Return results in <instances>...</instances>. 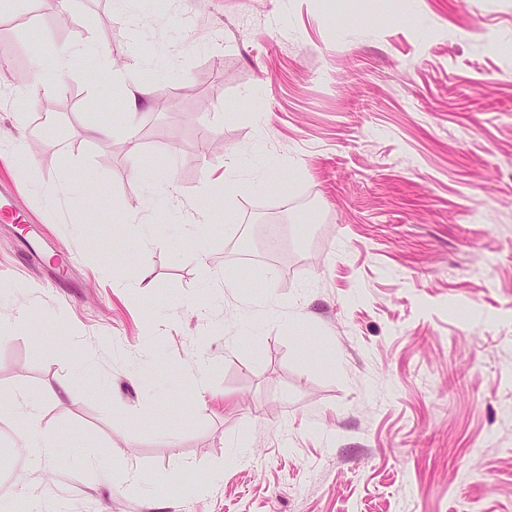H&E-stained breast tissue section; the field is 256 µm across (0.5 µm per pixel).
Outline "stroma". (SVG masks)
Listing matches in <instances>:
<instances>
[{
    "mask_svg": "<svg viewBox=\"0 0 512 512\" xmlns=\"http://www.w3.org/2000/svg\"><path fill=\"white\" fill-rule=\"evenodd\" d=\"M65 43L151 87L138 151L97 56L14 96ZM1 153L0 393L57 448L0 415V512H512V0H19ZM21 400L1 393L0 408L1 411L4 407L10 408L22 421L23 431L15 448H22L32 461L40 463L53 456L56 442L40 425L37 401L28 396H22Z\"/></svg>",
    "mask_w": 512,
    "mask_h": 512,
    "instance_id": "obj_1",
    "label": "stroma"
}]
</instances>
